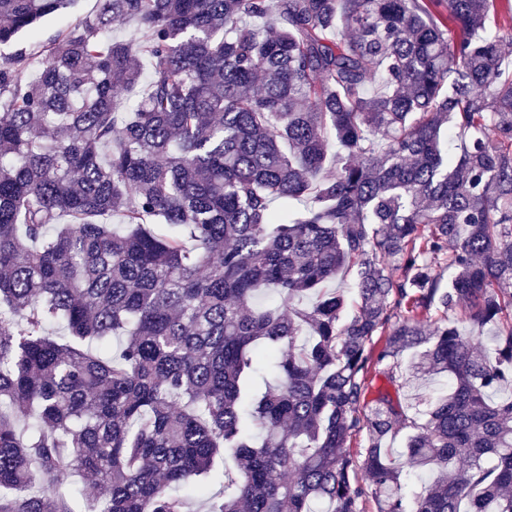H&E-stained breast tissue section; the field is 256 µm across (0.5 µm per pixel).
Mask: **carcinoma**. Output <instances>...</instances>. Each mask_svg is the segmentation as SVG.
Returning a JSON list of instances; mask_svg holds the SVG:
<instances>
[{
  "instance_id": "obj_1",
  "label": "carcinoma",
  "mask_w": 512,
  "mask_h": 512,
  "mask_svg": "<svg viewBox=\"0 0 512 512\" xmlns=\"http://www.w3.org/2000/svg\"><path fill=\"white\" fill-rule=\"evenodd\" d=\"M507 42L512 0H98L0 55V512H512ZM97 9L96 0H79L67 8L62 14L45 19L38 27V36L32 37L28 33L19 36L18 42L12 48H2L1 53L8 54L18 47L26 50L27 54L36 57L40 54V43L48 36L54 34L58 29L68 25L74 26L80 20L93 14ZM443 387H446L445 378L420 380L409 387L400 389L401 401L403 405H407L411 401L410 398L417 397V395L426 398L434 391ZM72 480L76 490V499L81 509L91 512L93 503L103 497V490L86 483L78 474H75Z\"/></svg>"
}]
</instances>
